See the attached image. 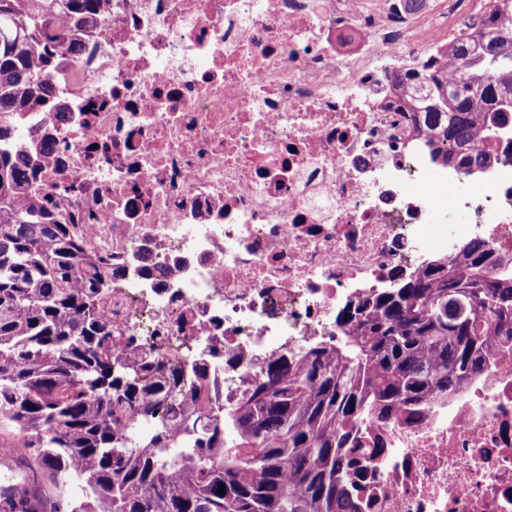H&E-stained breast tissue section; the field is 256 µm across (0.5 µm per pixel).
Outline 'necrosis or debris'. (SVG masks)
I'll use <instances>...</instances> for the list:
<instances>
[{"mask_svg": "<svg viewBox=\"0 0 512 512\" xmlns=\"http://www.w3.org/2000/svg\"><path fill=\"white\" fill-rule=\"evenodd\" d=\"M470 0H112L31 195L124 275L105 312L191 369L216 340L224 402L268 358L336 343V313L463 241L512 254V122L471 175L434 166L384 70L448 32ZM360 512H512V354L462 390L364 421ZM382 455H374L376 447Z\"/></svg>", "mask_w": 512, "mask_h": 512, "instance_id": "necrosis-or-debris-1", "label": "necrosis or debris"}]
</instances>
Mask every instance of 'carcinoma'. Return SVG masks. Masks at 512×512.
I'll list each match as a JSON object with an SVG mask.
<instances>
[{
  "mask_svg": "<svg viewBox=\"0 0 512 512\" xmlns=\"http://www.w3.org/2000/svg\"><path fill=\"white\" fill-rule=\"evenodd\" d=\"M110 0H0V428L39 472L0 488V512H358L354 427L456 394L512 349V272L484 241L348 303L343 341L269 360L212 414L208 360L192 378L112 334V258L28 195L46 139L16 137L53 95ZM512 0H499L407 70L384 78L435 162L469 173L512 113ZM224 494H219L220 485Z\"/></svg>",
  "mask_w": 512,
  "mask_h": 512,
  "instance_id": "obj_1",
  "label": "carcinoma"
}]
</instances>
